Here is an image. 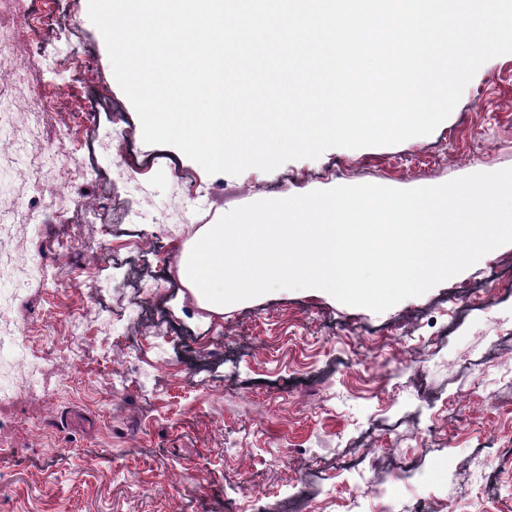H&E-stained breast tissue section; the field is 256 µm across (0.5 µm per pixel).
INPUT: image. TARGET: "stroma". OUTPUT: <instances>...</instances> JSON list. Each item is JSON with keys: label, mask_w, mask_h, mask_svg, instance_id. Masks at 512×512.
Instances as JSON below:
<instances>
[{"label": "stroma", "mask_w": 512, "mask_h": 512, "mask_svg": "<svg viewBox=\"0 0 512 512\" xmlns=\"http://www.w3.org/2000/svg\"><path fill=\"white\" fill-rule=\"evenodd\" d=\"M26 2L41 18L39 63L0 70V112L24 110L30 132L0 126V196L13 193L16 172L26 185L0 225L25 226L45 263L15 317L63 360L45 388L0 398V512H232L251 499L262 512H345L356 493L361 512H380L384 500L393 512H512V328L492 322L512 314V284L488 287L482 305L463 290L511 263L512 244L381 313L282 289L200 318L180 274L201 226L258 200L340 185L411 189L512 167V54L485 62L430 135L210 175L175 147L144 143L87 0ZM57 90L64 111H41ZM72 107L91 135L75 133ZM116 128L144 165L141 185L118 181L117 156L98 146ZM157 155L169 168H151ZM177 172L198 221L167 244L160 285L128 244L168 208ZM84 193L102 209L82 208ZM52 231L76 253L98 254L110 293L80 263L54 260ZM130 309L139 316L119 325L125 348L75 338L79 316ZM150 325L172 336L171 365L144 389L135 371L153 358ZM292 373L304 382L280 385ZM317 442L323 454L309 457ZM489 457L501 465L481 475L476 463Z\"/></svg>", "instance_id": "obj_1"}]
</instances>
